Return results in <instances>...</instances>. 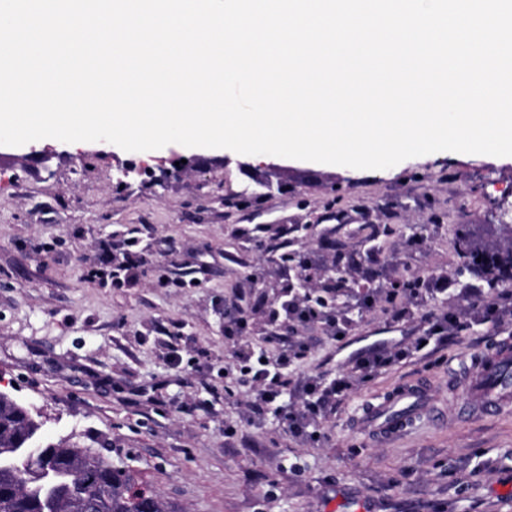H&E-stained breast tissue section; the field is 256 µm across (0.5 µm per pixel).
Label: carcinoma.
<instances>
[{
  "mask_svg": "<svg viewBox=\"0 0 512 512\" xmlns=\"http://www.w3.org/2000/svg\"><path fill=\"white\" fill-rule=\"evenodd\" d=\"M504 242L481 245L470 229L459 236L462 272L491 287L512 284V224ZM483 260H478V257ZM40 429L31 412L0 393V512H143L149 499L131 471L119 470L96 450L49 443L34 451Z\"/></svg>",
  "mask_w": 512,
  "mask_h": 512,
  "instance_id": "cac0c4a2",
  "label": "carcinoma"
}]
</instances>
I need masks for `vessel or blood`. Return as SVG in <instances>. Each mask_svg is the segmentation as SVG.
<instances>
[{
  "instance_id": "b4317fda",
  "label": "vessel or blood",
  "mask_w": 512,
  "mask_h": 512,
  "mask_svg": "<svg viewBox=\"0 0 512 512\" xmlns=\"http://www.w3.org/2000/svg\"><path fill=\"white\" fill-rule=\"evenodd\" d=\"M471 413L498 412L512 405V337H499L492 351L482 357L463 389ZM425 388L416 384L371 409L373 430L391 436L422 411Z\"/></svg>"
}]
</instances>
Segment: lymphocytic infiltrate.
<instances>
[{
  "instance_id": "lymphocytic-infiltrate-1",
  "label": "lymphocytic infiltrate",
  "mask_w": 512,
  "mask_h": 512,
  "mask_svg": "<svg viewBox=\"0 0 512 512\" xmlns=\"http://www.w3.org/2000/svg\"><path fill=\"white\" fill-rule=\"evenodd\" d=\"M449 282L444 276L419 277L407 288L367 286L360 296L362 307L381 306L397 320L420 319L427 323L426 338L447 341L469 328L471 315H480L482 322L501 323L503 312L497 301L476 297L467 301L463 310L438 313L429 307L430 300L447 292ZM267 314V331L261 343L237 348L234 370L237 377L247 379L250 401L243 419L274 410L293 436L303 435L317 418L335 413L337 405L351 389L354 381H366L373 374L404 358L401 350L374 349L359 356L353 376H341L330 382L309 377L298 385L288 382V369L295 360L305 356L315 344L312 330L335 338L351 327V319L337 313L335 306L324 303L322 296L306 286L290 287L274 302L270 312L253 307V314ZM295 388L303 401L301 407L286 404L288 388Z\"/></svg>"
}]
</instances>
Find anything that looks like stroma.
I'll list each match as a JSON object with an SVG mask.
<instances>
[{
  "label": "stroma",
  "instance_id": "1",
  "mask_svg": "<svg viewBox=\"0 0 512 512\" xmlns=\"http://www.w3.org/2000/svg\"><path fill=\"white\" fill-rule=\"evenodd\" d=\"M238 158L176 143L0 148V392L40 416L39 445L65 440L137 471L166 512H512V409L463 416L459 390L512 321H476L418 351L417 321L337 297L354 328L322 339L291 381L346 375L376 341L410 354L354 385L308 440L269 411L242 420L222 374L234 349L225 313L286 285L273 244L314 260L312 287L340 253L349 280L366 269L382 282L448 276L433 307L462 308L458 233L490 222L512 156L441 151L381 170L291 159L286 191L272 195ZM130 237L141 241L137 282L89 278L102 246ZM418 382L426 413L375 437L367 408Z\"/></svg>",
  "mask_w": 512,
  "mask_h": 512
}]
</instances>
